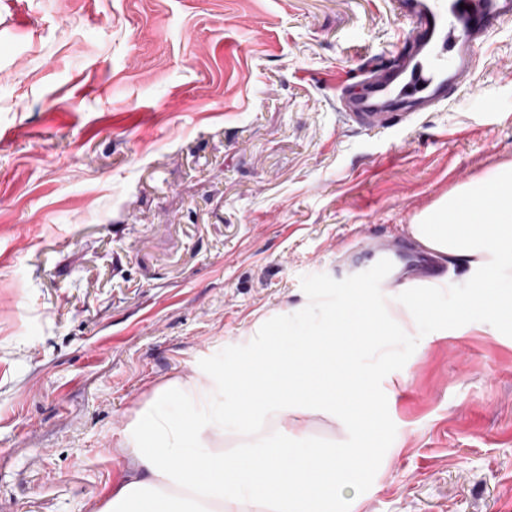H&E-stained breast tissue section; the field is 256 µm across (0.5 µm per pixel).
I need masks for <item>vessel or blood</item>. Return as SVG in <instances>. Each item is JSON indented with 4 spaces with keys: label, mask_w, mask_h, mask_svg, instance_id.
<instances>
[{
    "label": "vessel or blood",
    "mask_w": 512,
    "mask_h": 512,
    "mask_svg": "<svg viewBox=\"0 0 512 512\" xmlns=\"http://www.w3.org/2000/svg\"><path fill=\"white\" fill-rule=\"evenodd\" d=\"M395 15L410 20L409 51L398 66L369 71L361 89L340 88L336 102L342 121L357 130L392 129L448 103L452 93L475 83L479 47L495 30L512 22V0H391ZM452 55H445L446 45ZM422 255L384 254L354 243L350 273L367 288H387L431 273Z\"/></svg>",
    "instance_id": "obj_1"
}]
</instances>
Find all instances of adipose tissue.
Wrapping results in <instances>:
<instances>
[{
  "instance_id": "1",
  "label": "adipose tissue",
  "mask_w": 512,
  "mask_h": 512,
  "mask_svg": "<svg viewBox=\"0 0 512 512\" xmlns=\"http://www.w3.org/2000/svg\"><path fill=\"white\" fill-rule=\"evenodd\" d=\"M425 248L475 271L468 307L491 311L512 329V164L464 185L422 212L410 227ZM441 282L414 295L330 316L313 336L269 349L257 324L249 363L207 381L158 387L135 411L115 452L131 460L106 491L99 512H337L336 493L361 481L382 432L370 371L353 359L367 342L390 347L422 324L449 323L438 305ZM178 403L179 415L166 406ZM350 416L355 445L319 454L305 448L292 407ZM273 423L272 434L262 430ZM241 443L224 450V428Z\"/></svg>"
}]
</instances>
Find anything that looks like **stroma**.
Here are the masks:
<instances>
[{
  "mask_svg": "<svg viewBox=\"0 0 512 512\" xmlns=\"http://www.w3.org/2000/svg\"><path fill=\"white\" fill-rule=\"evenodd\" d=\"M409 33L389 0H0V512H94L157 387L249 357L257 322L315 329L352 242L411 241L512 163V23L446 107L341 122L337 75ZM358 364L383 431L347 512H512V331L478 309Z\"/></svg>",
  "mask_w": 512,
  "mask_h": 512,
  "instance_id": "obj_1",
  "label": "stroma"
}]
</instances>
